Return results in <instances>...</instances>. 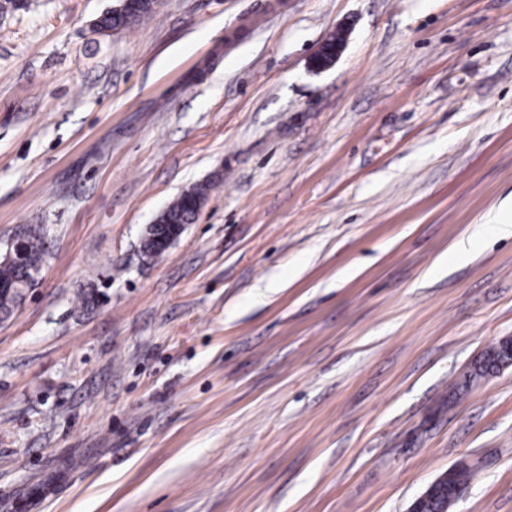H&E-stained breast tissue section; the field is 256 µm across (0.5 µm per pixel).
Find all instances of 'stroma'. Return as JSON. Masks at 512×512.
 <instances>
[{
	"label": "stroma",
	"mask_w": 512,
	"mask_h": 512,
	"mask_svg": "<svg viewBox=\"0 0 512 512\" xmlns=\"http://www.w3.org/2000/svg\"><path fill=\"white\" fill-rule=\"evenodd\" d=\"M116 2L0 9V512H512V0ZM123 0H119L112 9L98 16L92 28L97 32H107L122 29L134 21L141 20L154 8L156 0H131L132 4L118 7ZM209 184H196L189 190L180 193L160 214L158 224H176L175 229L169 235L167 240H164V254L183 233L185 224H192L198 216V208L193 206L190 200L201 203V208L204 200L206 199ZM22 238L26 241L28 247L27 258L24 266H18L6 261L0 262V281L7 285L12 282H18L22 275L27 274L23 283L19 286L9 288H18L21 297L24 296L26 288H31L35 280L36 273L31 276L27 270H39L45 255L44 235L45 229L41 224H28L21 229ZM20 236H16L10 243L8 253L17 262L23 263L26 254V245ZM453 468H456V470L449 478L448 486L441 489L432 500L426 503L424 512H448L457 500V497L461 495L462 488L457 487H464L471 480L473 471L469 467L460 465ZM455 488H457V497L455 495Z\"/></svg>",
	"instance_id": "1"
}]
</instances>
